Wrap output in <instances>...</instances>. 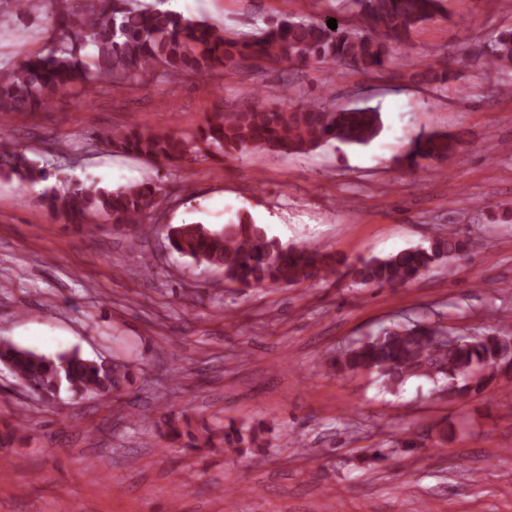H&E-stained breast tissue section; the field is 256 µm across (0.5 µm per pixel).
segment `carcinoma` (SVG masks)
I'll use <instances>...</instances> for the list:
<instances>
[{
    "label": "carcinoma",
    "mask_w": 512,
    "mask_h": 512,
    "mask_svg": "<svg viewBox=\"0 0 512 512\" xmlns=\"http://www.w3.org/2000/svg\"><path fill=\"white\" fill-rule=\"evenodd\" d=\"M57 25L59 40L47 53L13 65L0 75V114L20 115L46 108L58 96L86 90L89 80L115 84L136 73L171 81L188 73L232 68L243 60H278L358 69L380 68L390 62L387 44L405 42L419 24L442 11V0H345L363 27L347 22L332 30L325 22L282 17L249 36L231 35L224 27L162 9L143 0H45ZM92 46L96 53L86 52ZM492 70L512 72V30L492 35L485 51ZM422 77L444 84L453 77L448 62L438 58ZM381 115L372 108L336 110L321 100L294 103L288 97L270 104L258 96L233 112H213L197 140L150 130L137 122L114 129L101 143L127 154L145 157L164 167H176L195 152L212 156L244 154L255 148L307 153L334 142L364 146L381 132ZM455 146L446 135L432 134L410 142L406 157L444 160ZM0 177L17 180L25 189L46 182L52 172L0 131ZM159 189L150 183L112 188L97 182L69 181L64 190L47 187L41 199L67 224L86 230L107 217L116 228H133L158 205ZM168 246L224 272L244 288L261 284H291L314 276L329 277L336 269L319 253L283 245L261 224L244 217L220 229L204 224L167 228ZM456 233L436 237L427 246L401 250L386 257L362 259L351 273L362 284L398 288L432 265L466 251ZM448 331L426 325H393L345 350L333 361L342 372L376 374L383 391L398 394L412 381H426L450 399L488 389L500 369H512V336L489 332L479 339L464 335L453 343ZM0 363L16 380L45 400L67 392L73 399L110 397L124 393L128 373L120 366L83 357L77 350L45 355L0 339ZM183 448H215L236 455L265 448L258 429L231 423L221 432L206 428L186 431Z\"/></svg>",
    "instance_id": "carcinoma-1"
}]
</instances>
